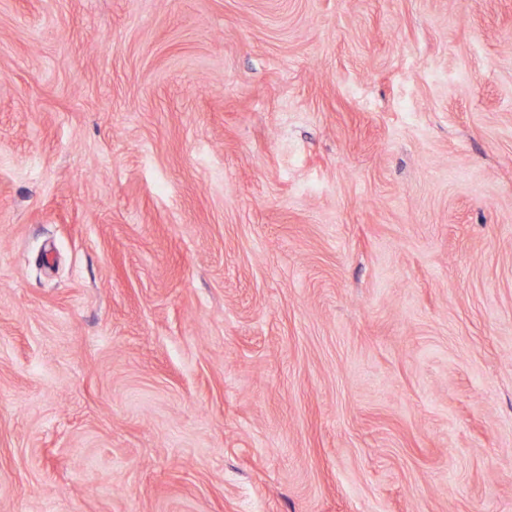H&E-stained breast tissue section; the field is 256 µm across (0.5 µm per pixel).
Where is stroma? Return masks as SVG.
I'll list each match as a JSON object with an SVG mask.
<instances>
[{
  "mask_svg": "<svg viewBox=\"0 0 512 512\" xmlns=\"http://www.w3.org/2000/svg\"><path fill=\"white\" fill-rule=\"evenodd\" d=\"M0 512H512V0H0Z\"/></svg>",
  "mask_w": 512,
  "mask_h": 512,
  "instance_id": "stroma-1",
  "label": "stroma"
}]
</instances>
